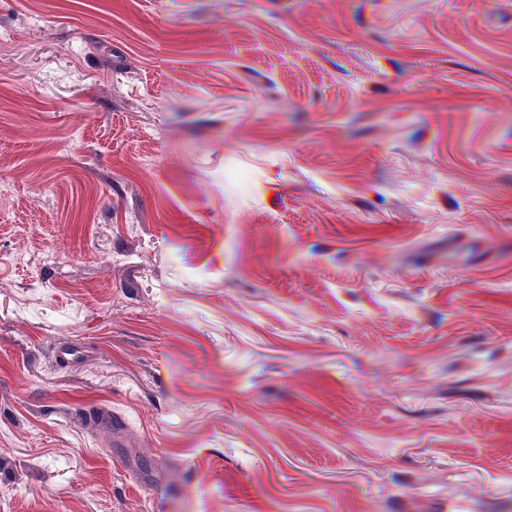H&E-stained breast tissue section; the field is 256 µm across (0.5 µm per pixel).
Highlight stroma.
<instances>
[{
  "label": "stroma",
  "mask_w": 512,
  "mask_h": 512,
  "mask_svg": "<svg viewBox=\"0 0 512 512\" xmlns=\"http://www.w3.org/2000/svg\"><path fill=\"white\" fill-rule=\"evenodd\" d=\"M0 157V512H512V0H0ZM153 507L151 511L165 510L175 499L176 485L168 461L159 456L154 457V467L148 482Z\"/></svg>",
  "instance_id": "1"
}]
</instances>
